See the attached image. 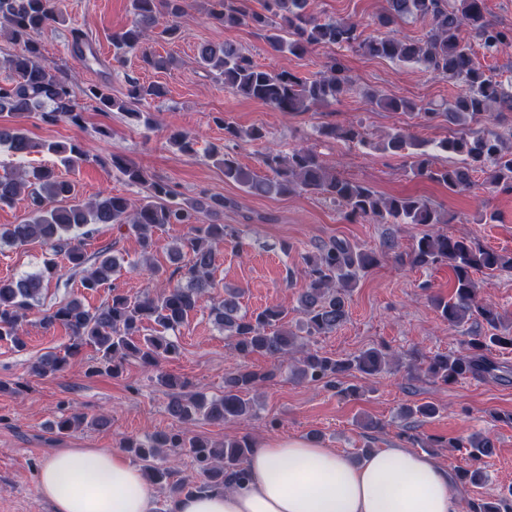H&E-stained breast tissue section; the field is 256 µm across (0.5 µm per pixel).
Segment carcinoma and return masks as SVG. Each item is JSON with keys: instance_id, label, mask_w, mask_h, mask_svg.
<instances>
[{"instance_id": "carcinoma-1", "label": "carcinoma", "mask_w": 512, "mask_h": 512, "mask_svg": "<svg viewBox=\"0 0 512 512\" xmlns=\"http://www.w3.org/2000/svg\"><path fill=\"white\" fill-rule=\"evenodd\" d=\"M485 0H386L387 7L379 22L388 26L413 19L428 24L424 36L403 40L394 36L362 37L359 25L349 19H320L307 12V0H266L265 12L249 7V0H215L208 11L210 19L226 27L249 25L262 32L269 46L278 52L303 56L317 46L331 45L347 51L362 52L403 64L416 65L450 82L460 83L463 93L439 107L431 103L418 105L404 98H384L379 105L390 112H416L427 121L440 117L462 126L455 135L438 143V148L452 158L451 164L434 168L424 144L405 129L387 135L375 148L392 154L414 150L412 172L448 187L461 190L473 184L474 175H484L493 191L512 192V132L481 134L471 128L489 117L498 105L512 112V76L503 81L474 62L470 42L461 37L468 29L474 33L484 54L492 57L512 46V28L490 20ZM189 0H131L132 26L112 34L114 60L123 62L128 53L142 51L143 62L152 69L164 70L170 58L143 50L153 34L166 40L182 36L180 19L187 13ZM57 19L55 0H0V33L19 46L13 53L0 54V73L7 83L0 84V115L14 119L35 116L46 124L67 121L79 125L82 112L76 102L75 89L67 77L43 58L40 34ZM73 51L80 58L97 59L92 43L81 33L73 35ZM197 63L207 72L224 80V87L248 98L259 100L272 109L308 112L328 104L350 90L340 58L329 57L322 70L310 78L289 71L262 69L236 45L201 44ZM83 94L95 101L98 110H118L137 118L141 113L131 105L163 95L159 85L131 84L127 99L112 97L103 84L88 85ZM326 136L366 144L362 125H327ZM265 137L260 127L242 129L224 119V139L259 141ZM0 146L14 156L25 158L47 150L62 155L64 163L75 165L84 160L78 143H38L18 124H0ZM224 167V179L237 183L255 195L275 193L280 196L305 192L321 194L345 210L351 219L370 220L377 224L448 223L447 217L421 197L384 196L372 187L352 181L325 164L310 150L299 148L284 155L268 150L261 157L266 175L261 177L242 167L230 154L216 156ZM105 164L127 183L148 186V195L139 205L127 198L102 193L95 200H77L75 184L65 180L51 167L0 174V205H9L28 192L31 216L23 224L0 228V245L18 246L37 240L63 256L67 271L80 276L81 287L90 292L111 288L112 277L121 263L105 247L95 257L86 254L80 239L94 232L98 224L126 228L136 236L141 254L148 259L157 249L155 230L170 224H182L187 233L170 255L179 259L189 255V262L177 268L179 278L160 296L144 294L130 297L112 288L105 305L90 310L76 298H64L42 316L45 326L59 324L69 333L65 353L48 352L31 366L37 377L65 372L71 360L86 346L97 352V364L89 368L115 374L124 363L136 360L157 371L158 384L167 389V414L184 429L159 431L146 440L129 439L124 448L145 463L144 473L153 484L164 485L171 493H198L224 487V480L240 474L253 442L246 438L226 440L216 445L199 437H190L187 428L199 420L223 425L253 412L249 392L276 376L280 362L295 349L298 335L285 327L288 311L280 306L249 314L241 310L238 293L227 291L210 309L224 335L232 339L236 355L246 359L260 354L275 361L273 368L262 373L240 370L224 380V394L209 397L203 393H186L187 383L160 371L163 359L180 354L177 342L167 336L179 329L201 299L216 288L213 269L216 249L240 238V231L223 223L224 207L234 202L203 194L187 200L171 182L156 178L147 169L122 156L112 154ZM396 244L385 240L380 249H362L342 239H332L316 253L303 256L307 288L298 298L301 315L299 330L309 337L332 333L348 317V294L359 275L378 265L381 258L394 259L415 267L445 264L452 272L451 295L434 299L441 317L451 326L469 321L485 325L486 332L473 334L463 341L458 354H435L426 360V372L436 382L453 384L461 379L489 377L509 382L512 372L491 361L492 348H512V328L489 303L477 298L473 273L512 269V257L476 245L467 237H450L439 231L423 234L406 255L396 254ZM58 274L57 265L48 262L36 273L18 278L0 279V342L17 351L26 347L23 322L34 304L39 302L44 283ZM388 354L371 348L352 357H332L307 351L296 376L308 383L336 387L339 378L354 371L373 375L382 370ZM438 413L432 404L405 407L401 416L407 420L431 418ZM85 416L71 414L55 423L59 434L77 429ZM467 468L460 479L474 486L487 479L484 458L494 452L488 436H475L468 442ZM165 448H187L196 465L197 480L176 479L175 471L158 463ZM469 512H512V486L494 498H476L468 502Z\"/></svg>"}]
</instances>
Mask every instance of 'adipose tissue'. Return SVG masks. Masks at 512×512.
I'll return each mask as SVG.
<instances>
[{
    "label": "adipose tissue",
    "instance_id": "obj_1",
    "mask_svg": "<svg viewBox=\"0 0 512 512\" xmlns=\"http://www.w3.org/2000/svg\"><path fill=\"white\" fill-rule=\"evenodd\" d=\"M51 512H154L142 469L117 450L65 448L38 474ZM165 512H459L447 470L407 448L361 461L306 438L256 442L230 488L169 495Z\"/></svg>",
    "mask_w": 512,
    "mask_h": 512
}]
</instances>
